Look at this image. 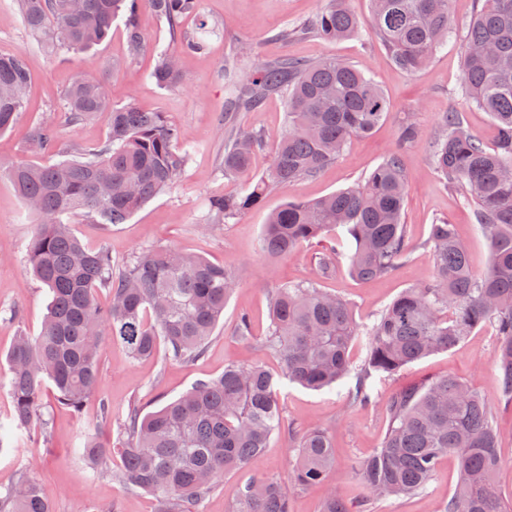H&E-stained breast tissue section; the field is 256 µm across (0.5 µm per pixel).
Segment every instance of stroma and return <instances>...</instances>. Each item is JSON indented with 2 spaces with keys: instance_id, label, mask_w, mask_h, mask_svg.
Listing matches in <instances>:
<instances>
[{
  "instance_id": "obj_1",
  "label": "stroma",
  "mask_w": 512,
  "mask_h": 512,
  "mask_svg": "<svg viewBox=\"0 0 512 512\" xmlns=\"http://www.w3.org/2000/svg\"><path fill=\"white\" fill-rule=\"evenodd\" d=\"M328 0H200V13L210 28L205 47L181 57L183 84L168 91L149 78L156 65V47L167 45L165 23L151 11L140 14V27L147 46L129 57L121 22H113L109 36L99 45L71 53L68 64H59L27 32L16 0H0V53L24 52L31 73L26 110L14 128L0 136V160L27 159L25 139L32 123L61 120L64 92L74 74L102 81L109 101H133L147 112L164 113L178 126L196 150L179 181L157 196L124 223L95 224L74 217L72 227L85 243H106L114 266H121L139 249L168 245L201 255L233 271L238 284L224 307L201 359L184 363L158 356L133 360L119 343L105 342L95 395L81 413L55 406L51 394L43 396L49 413L47 432L16 430L0 442V489L31 473L40 485L52 512H157L154 499L121 485L93 470L81 455L79 445L86 432L97 433L103 443L116 441L119 419L131 405L143 412L155 411L179 397L200 380L223 373L228 364H262L278 370L279 361L265 346L270 325L269 299L273 288L314 278L311 261L316 244H308L284 258H271L261 249L269 214L289 200L310 201L347 188L367 176L392 151H399L407 175V198L403 222L413 245L411 252L391 274L367 281L352 277L345 264H337L332 278L322 280L324 290L345 297L359 324H371L376 313L401 291L433 272L426 245L432 224L445 220L454 225L468 247L475 271H485L491 261L488 242L465 199L443 183L432 163V153L443 113H461L464 124L486 146L495 143L494 123L487 112L471 105L462 83V46L475 0H452L454 35L422 69L405 73L392 62L370 27L360 36L341 42L317 36L276 37L278 31L313 20ZM249 44L238 68L247 73L258 64L288 56L299 60L339 57L364 69L390 103V117L367 136L352 138L338 161L320 175L302 179L285 189L272 190L254 207L214 232H198L197 223L207 212L212 193L246 192L252 179L266 169L280 136L288 128L284 97L274 95L256 111L239 116L241 127L260 130L267 144L254 159L248 175L225 177L224 157V60L233 48ZM409 117L418 128L414 140L398 146V123ZM109 112L74 128L63 127L58 150L46 153L47 161L58 158L59 149L77 150L103 140L109 129ZM39 217L28 210L13 185L0 178V354L11 348L17 329L35 336L47 313V288L32 274L24 246ZM248 316L251 339L237 336L240 316ZM498 338L491 327L476 329L455 348L414 363L400 372L372 374L367 381L369 405H352L349 390L354 378L315 391L294 383L280 388L287 425L298 429L310 425L326 428L335 446L334 464L322 484L292 490V512H319L328 489H336L354 512H436L457 484L459 468L454 455L440 458L425 492L408 497L369 501L357 470L387 429L384 406L399 388L424 379L453 375L473 385L492 409L501 435L500 454L505 462L497 475L503 497L512 499V404L501 397L494 354ZM112 409V422L102 417L103 406ZM293 440L288 433L274 437L270 448L244 468L226 473L205 499L202 512H230L239 489L258 477L287 480L295 464Z\"/></svg>"
}]
</instances>
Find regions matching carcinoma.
<instances>
[{"instance_id":"cac0c4a2","label":"carcinoma","mask_w":512,"mask_h":512,"mask_svg":"<svg viewBox=\"0 0 512 512\" xmlns=\"http://www.w3.org/2000/svg\"><path fill=\"white\" fill-rule=\"evenodd\" d=\"M451 0H370L368 22L395 66L413 72L426 65L453 29ZM25 27L65 64L69 53L104 40L116 18L123 20L131 54L145 45L139 27L142 8L164 21L172 45L159 50L150 78L166 90L182 84L180 54L204 47L201 38L180 32V21L198 0H18ZM362 22L344 4L329 6L313 22L284 28L277 38L319 35L342 40L359 33ZM463 89L469 102L488 112L497 129L494 147L464 128L458 112L440 122L433 162L440 178L463 192L491 250L490 266L475 272L453 225L431 227L428 245L434 270L404 290L373 323L359 325L350 304L311 281L272 291L266 346L277 355L281 373L261 365L232 364L215 378L199 381L157 411L131 409L122 436L106 448L89 435L84 459L112 473L125 487L140 489L159 503L158 512H201L204 499L224 474L243 468L285 430L278 389L283 381L322 389L355 375L351 402H370L372 373L394 374L408 364L461 343L489 325L498 345L494 368L505 403H512V0H477L463 45ZM30 78L21 51L0 54V134L10 130L25 107ZM228 97L224 112L226 177L250 171L265 144L258 130L243 131L237 114L268 97L286 95L288 131L264 173L244 195L214 194L203 223L218 226L259 205L268 191L318 175L335 163L353 137L365 136L390 115L382 89L364 71L334 57L267 61L246 76L237 71V53L224 60ZM110 109L111 129L99 143L51 164L0 161L5 174L32 211L40 215L26 243V261L46 286L50 303L36 336L20 333L6 355L10 427L47 428L40 397L47 385L58 404L78 413L96 391L103 340L124 345L138 360L163 352L170 360L201 357L235 275L208 259L174 248L149 247L117 270L106 244H84L70 218L121 224L174 185L193 150L159 112H143L132 101L109 104L102 84L75 77L66 92V124L75 127ZM60 138V126L42 122L26 138L31 152ZM406 176L399 154L387 156L353 186L312 201L290 200L273 211L262 239L270 257H285L315 238L329 244L315 254L318 278L336 273L340 253L336 232L350 243V272L371 279L395 271L411 245L403 224ZM108 292L107 307L98 303ZM366 337L363 366L355 370L349 347ZM388 428L382 444L360 465L369 497L419 493L432 479L438 460L453 453L459 464L454 495L440 512H512L500 495L496 473L504 466L492 411L467 382L428 378L407 386L386 404ZM297 461L289 484L255 478L238 492L231 512H290L289 486L321 482L333 464L327 429L289 430ZM119 466L112 469V457ZM0 512H52L35 480L26 475L0 490ZM321 512H351L334 490Z\"/></svg>"}]
</instances>
